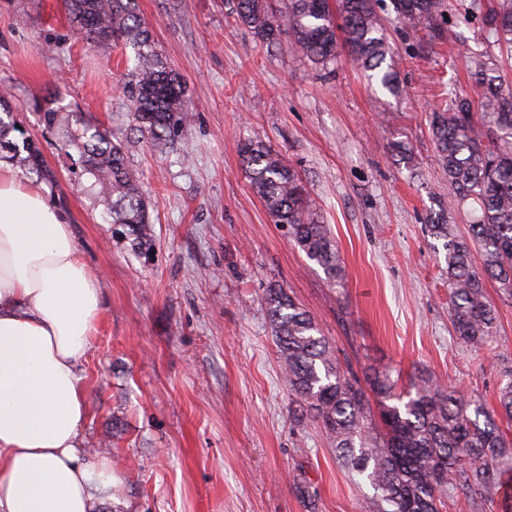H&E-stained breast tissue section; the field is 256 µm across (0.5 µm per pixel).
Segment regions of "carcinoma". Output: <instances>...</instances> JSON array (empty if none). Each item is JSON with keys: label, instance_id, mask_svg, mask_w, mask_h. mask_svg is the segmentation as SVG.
I'll use <instances>...</instances> for the list:
<instances>
[{"label": "carcinoma", "instance_id": "1", "mask_svg": "<svg viewBox=\"0 0 512 512\" xmlns=\"http://www.w3.org/2000/svg\"><path fill=\"white\" fill-rule=\"evenodd\" d=\"M379 0H288L284 9L269 0H236L238 20L269 44L288 35L305 56L326 66L339 44L380 85L394 90V68ZM72 30L93 43L132 48L134 66L122 86L131 130L154 148H164L187 130L191 107L180 75L158 49L138 13V0H64ZM472 11L500 47L512 48V0H472ZM400 28L434 31L443 20L445 0H392ZM482 112L471 101L448 95L431 114V127L448 190L471 214L468 236L454 233L447 220L429 224L444 240L449 316L457 339L486 342L495 332L496 313L483 277L512 293V95L504 93L495 69L480 61L470 70ZM60 90L33 100L43 128L58 136L61 153L89 181L87 191L107 204L106 216L138 256L149 253L155 237L137 174L126 161L124 141L82 112L59 106ZM0 149L27 174L52 182L54 173L9 106L0 103ZM243 170L273 223L288 229L291 244L336 282L342 259L328 225L308 198L299 174L261 140L237 145ZM481 250L482 271L474 269L471 246ZM286 383L310 419L336 442V456L372 491L377 512H441L447 489L458 481L486 488L512 473V440L497 418L512 421V372L499 388L500 411L471 406L457 390L423 385L398 388L389 370L367 375L369 389L345 372L313 317L282 287L264 298ZM376 408H371V404Z\"/></svg>", "mask_w": 512, "mask_h": 512}]
</instances>
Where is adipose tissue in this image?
<instances>
[{"label":"adipose tissue","mask_w":512,"mask_h":512,"mask_svg":"<svg viewBox=\"0 0 512 512\" xmlns=\"http://www.w3.org/2000/svg\"><path fill=\"white\" fill-rule=\"evenodd\" d=\"M101 307L67 218L0 159V512H93L111 463L83 448L78 366Z\"/></svg>","instance_id":"obj_1"}]
</instances>
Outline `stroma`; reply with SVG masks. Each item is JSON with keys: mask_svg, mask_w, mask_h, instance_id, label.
<instances>
[{"mask_svg": "<svg viewBox=\"0 0 512 512\" xmlns=\"http://www.w3.org/2000/svg\"><path fill=\"white\" fill-rule=\"evenodd\" d=\"M235 0H138L139 12L193 104L170 148L130 144L128 162L155 204V254L113 237L102 202L84 194L33 100L60 87L63 106L127 130L121 87L131 49L74 36L62 0H0V87L39 144L55 183H28L66 215L97 277L101 313L78 372L85 447L110 438L118 479L103 512H373L332 439L303 417L277 358L264 297L279 286L314 318L342 367L364 377L452 387L493 410L512 371V295L488 278L495 334L461 343L448 315L443 212L465 232L469 211L449 193L428 114L451 89L480 98L471 62L495 64L512 89V57L489 39L471 0H447L437 38L392 24L398 92L340 52L320 67L289 42H260ZM260 139L300 172L340 252L328 281L289 243L253 192L238 141ZM315 498L308 509L297 486ZM496 485L450 489L443 512H504Z\"/></svg>", "mask_w": 512, "mask_h": 512, "instance_id": "35a3bbf8", "label": "stroma"}]
</instances>
